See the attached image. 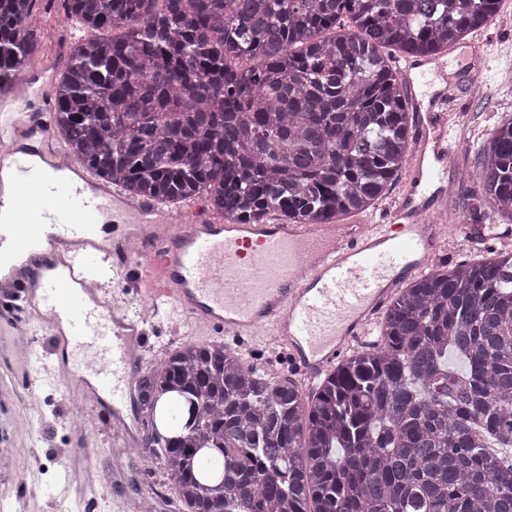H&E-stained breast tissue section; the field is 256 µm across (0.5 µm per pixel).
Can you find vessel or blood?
<instances>
[{
    "label": "vessel or blood",
    "instance_id": "1",
    "mask_svg": "<svg viewBox=\"0 0 512 512\" xmlns=\"http://www.w3.org/2000/svg\"><path fill=\"white\" fill-rule=\"evenodd\" d=\"M481 40L451 61L403 59L399 76L418 113L406 176L378 224H223L187 202L177 219L151 200L132 201L65 155L49 112L28 110L31 92L50 102L58 70L36 66L0 97V258L29 247L24 269L0 276V317L25 334L20 356L39 369L44 352L69 375L76 398L113 406L135 399V375L162 311L243 352L273 338L282 367L318 381L372 322L407 276L440 249L436 217L448 204L449 68L471 77ZM63 168L69 176L50 178ZM48 336L50 347L40 338ZM77 475L67 485L83 506L103 487L76 434Z\"/></svg>",
    "mask_w": 512,
    "mask_h": 512
}]
</instances>
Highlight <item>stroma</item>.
<instances>
[{"label":"stroma","mask_w":512,"mask_h":512,"mask_svg":"<svg viewBox=\"0 0 512 512\" xmlns=\"http://www.w3.org/2000/svg\"><path fill=\"white\" fill-rule=\"evenodd\" d=\"M68 18L66 0H35L31 20L37 27L38 61L46 63L72 53ZM483 65L480 76L491 79V91L474 96L461 86L450 100L459 146L448 164V206L459 212L468 209L478 190L475 143L487 137L501 117L512 115V70L489 75V68L496 65L491 55ZM505 248L512 249V235L480 240L473 225L452 224L444 231L437 260L454 264ZM198 339L196 330L177 328L175 320L158 323L146 367H155L178 346ZM77 415L83 417L100 448L95 472L106 492L95 512H130L144 483L152 487L154 512H179L176 494L160 464L152 461L151 449L143 443L130 445L123 431L109 427L101 408H86L69 399L63 385L42 388L32 399L18 398L15 389L0 386V512H46L63 475L62 466L51 464L47 456L73 455L70 422ZM35 422L43 428V436L19 439V432Z\"/></svg>","instance_id":"obj_1"}]
</instances>
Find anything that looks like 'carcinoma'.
Masks as SVG:
<instances>
[{"instance_id":"cac0c4a2","label":"carcinoma","mask_w":512,"mask_h":512,"mask_svg":"<svg viewBox=\"0 0 512 512\" xmlns=\"http://www.w3.org/2000/svg\"><path fill=\"white\" fill-rule=\"evenodd\" d=\"M32 2L0 0V94L30 66ZM500 2L67 0L90 36L51 88L53 123L130 198L337 224L408 164L392 51L437 57ZM476 153L458 220L512 223V115ZM137 387L181 512H512V252L408 284L310 396L222 342L181 345Z\"/></svg>"}]
</instances>
